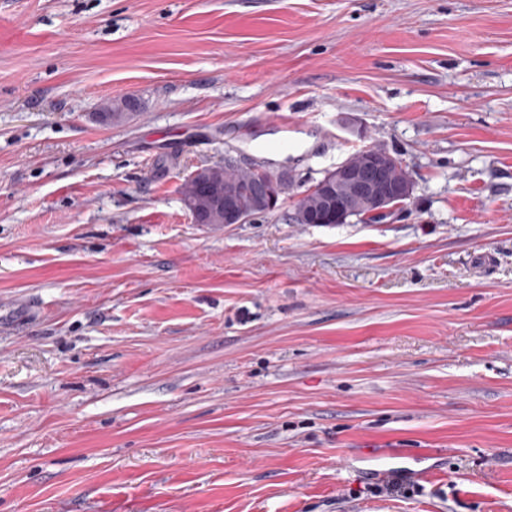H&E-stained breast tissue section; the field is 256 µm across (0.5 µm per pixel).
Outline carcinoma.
<instances>
[{
  "instance_id": "cac0c4a2",
  "label": "carcinoma",
  "mask_w": 512,
  "mask_h": 512,
  "mask_svg": "<svg viewBox=\"0 0 512 512\" xmlns=\"http://www.w3.org/2000/svg\"><path fill=\"white\" fill-rule=\"evenodd\" d=\"M136 103L123 100L119 103H106L102 111L97 113L98 121L102 124L123 123L135 116ZM389 151L379 146L377 155L385 164L386 177L393 182H404L411 179V174L403 165H395L388 158ZM268 170L260 165L242 166L238 163H216L199 168L184 182L181 187L182 200L190 214H205L209 216V225L220 227L224 225V212L215 209L214 196L216 192L228 190L234 194L239 208L249 215L258 218L276 210L288 200L296 186L295 178L283 175L276 189V199L269 204L259 197V190L266 181ZM299 211L313 213L326 217L336 205L330 204L318 185L305 190L297 200Z\"/></svg>"
}]
</instances>
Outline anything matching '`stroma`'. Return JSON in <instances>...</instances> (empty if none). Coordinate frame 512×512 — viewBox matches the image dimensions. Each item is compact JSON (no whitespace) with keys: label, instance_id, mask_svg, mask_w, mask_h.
<instances>
[{"label":"stroma","instance_id":"1","mask_svg":"<svg viewBox=\"0 0 512 512\" xmlns=\"http://www.w3.org/2000/svg\"><path fill=\"white\" fill-rule=\"evenodd\" d=\"M372 144L377 223L180 194ZM0 512H512V0H0ZM137 104L131 100H123L120 103L107 102L102 112L97 113L98 121L102 124L123 123L136 115ZM198 171L202 174H198ZM268 173L272 172L260 165L242 166L224 159V164L204 166L192 173L181 187L182 200L193 220L195 214H205L209 216L210 222L204 224L211 226H223L224 220L228 224H245L247 221L236 211L228 210L225 213L216 210L214 196L217 191H231L239 208L248 212L253 219L263 217L288 200L296 186L294 176L288 177V173H285L277 186L276 199L268 204L264 198L259 197V190ZM366 490L370 493H383L388 491L403 490L407 494H413L419 490V487L407 479L396 473H391L383 478L380 482L369 484Z\"/></svg>","mask_w":512,"mask_h":512}]
</instances>
